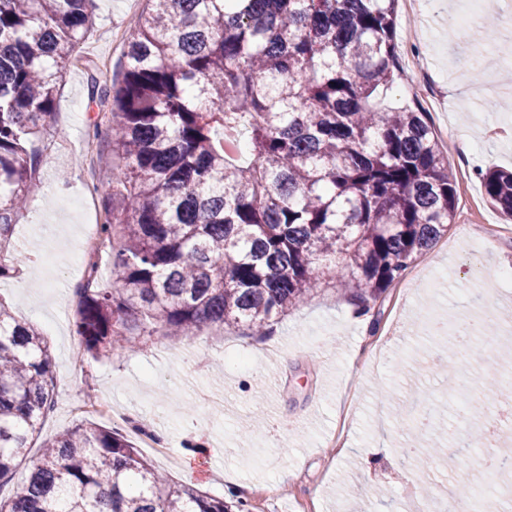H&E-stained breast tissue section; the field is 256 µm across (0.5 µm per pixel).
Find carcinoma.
Masks as SVG:
<instances>
[{"label": "carcinoma", "mask_w": 512, "mask_h": 512, "mask_svg": "<svg viewBox=\"0 0 512 512\" xmlns=\"http://www.w3.org/2000/svg\"><path fill=\"white\" fill-rule=\"evenodd\" d=\"M94 0H0V245L39 185L35 140ZM121 78L94 82L95 184L118 288L78 289L93 359L206 327L264 336L335 279L362 312L452 223L455 177L418 108L383 97L399 0H147ZM512 217V171L483 175ZM57 387L50 345L0 304V487ZM246 512L163 475L124 430L80 422L40 449L0 512ZM94 163L91 175L94 181H110L121 169V163L112 155V147L107 144L100 146V153L94 150Z\"/></svg>", "instance_id": "carcinoma-1"}]
</instances>
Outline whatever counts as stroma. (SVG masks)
I'll list each match as a JSON object with an SVG mask.
<instances>
[{"label":"stroma","instance_id":"1","mask_svg":"<svg viewBox=\"0 0 512 512\" xmlns=\"http://www.w3.org/2000/svg\"><path fill=\"white\" fill-rule=\"evenodd\" d=\"M93 26L58 86L52 134L41 142L40 191L17 217L10 241L26 263L0 279V302L47 337L56 362L54 410L41 441L75 425L74 402L88 394L108 399L165 436L176 456L169 465L152 449L143 454L178 482L225 501L246 492L248 512H409L408 491L435 487L440 495L458 483L512 486V473L483 463L458 464L460 451L445 447L433 461H408V437L394 415L427 411L445 434L457 421L447 379L434 364L455 358L448 337L428 334V314L475 316L490 306L512 313V287L499 279L512 267V219L487 199L479 176L490 167L512 169V0H420L399 6L396 42L400 72L386 104L426 112L439 139L470 140L448 163L457 180L455 217L433 247L359 314L349 294L323 282L306 303L271 324L264 336L210 327L190 342L162 336L135 353L94 363V373H72L81 349L75 333L80 267L58 264L44 272L47 252L70 250L82 225L103 221L92 181H109L120 162L101 145L91 169L77 157L98 112L90 79L111 80L124 44L146 0H94ZM479 4L495 16L491 40L473 59L471 34L456 38L450 23ZM512 338L466 361L457 383L482 400L473 419L480 429L500 426L489 390L512 369ZM214 397L210 407L199 393Z\"/></svg>","mask_w":512,"mask_h":512}]
</instances>
